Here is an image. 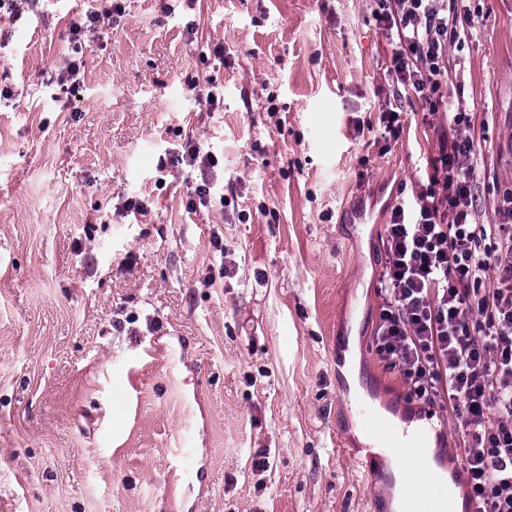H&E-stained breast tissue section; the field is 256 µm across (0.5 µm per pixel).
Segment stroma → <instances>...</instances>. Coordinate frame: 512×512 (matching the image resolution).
Listing matches in <instances>:
<instances>
[{
    "label": "stroma",
    "instance_id": "35a3bbf8",
    "mask_svg": "<svg viewBox=\"0 0 512 512\" xmlns=\"http://www.w3.org/2000/svg\"><path fill=\"white\" fill-rule=\"evenodd\" d=\"M88 5L0 23V512H392L387 461L367 481L351 456L348 402L420 416L371 349L377 286L391 209L452 113L403 97L382 138L397 87L374 0H121L64 91ZM468 8L448 95L473 115L477 221L495 224L512 0ZM189 141L219 160L192 211ZM429 412L437 465L459 469L450 404Z\"/></svg>",
    "mask_w": 512,
    "mask_h": 512
}]
</instances>
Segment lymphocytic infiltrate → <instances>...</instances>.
Here are the masks:
<instances>
[{
  "mask_svg": "<svg viewBox=\"0 0 512 512\" xmlns=\"http://www.w3.org/2000/svg\"><path fill=\"white\" fill-rule=\"evenodd\" d=\"M376 2L397 83L436 114L446 104L448 49L472 36L469 11L463 0ZM470 126L457 109L427 183L391 211L375 354L400 375L407 400L451 402L469 436L471 512H512V197L506 223L476 221Z\"/></svg>",
  "mask_w": 512,
  "mask_h": 512,
  "instance_id": "lymphocytic-infiltrate-1",
  "label": "lymphocytic infiltrate"
}]
</instances>
